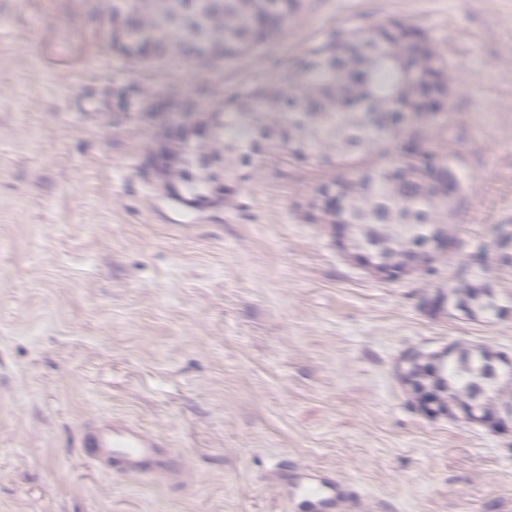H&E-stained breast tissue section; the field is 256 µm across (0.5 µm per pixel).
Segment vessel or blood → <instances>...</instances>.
I'll return each instance as SVG.
<instances>
[{
    "mask_svg": "<svg viewBox=\"0 0 512 512\" xmlns=\"http://www.w3.org/2000/svg\"><path fill=\"white\" fill-rule=\"evenodd\" d=\"M80 445L88 449L100 468L151 482L167 478L175 462L167 439L151 435L134 423L87 424L81 431ZM299 484L309 491L315 507L332 505L336 499L335 485L316 472L304 474Z\"/></svg>",
    "mask_w": 512,
    "mask_h": 512,
    "instance_id": "vessel-or-blood-1",
    "label": "vessel or blood"
}]
</instances>
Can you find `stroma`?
<instances>
[{
  "label": "stroma",
  "mask_w": 512,
  "mask_h": 512,
  "mask_svg": "<svg viewBox=\"0 0 512 512\" xmlns=\"http://www.w3.org/2000/svg\"><path fill=\"white\" fill-rule=\"evenodd\" d=\"M404 18L457 76L448 135L461 254L512 224V0H304L276 43L217 69L136 64L93 0H0V512H307L278 464L334 481L335 512H512V437L414 406L407 350L512 351V319L429 312L447 278L389 282L293 205L313 171H256L194 210L140 173L149 101L277 80L333 28ZM108 71H100L99 59ZM125 418L184 473L120 478L77 446ZM337 251L350 260L353 264L360 267L365 272L379 277L380 279H386L389 276V268L385 264H381L375 261L368 263H362L359 261V257L366 256L364 253H354L350 241L345 238V235L332 236Z\"/></svg>",
  "instance_id": "stroma-1"
}]
</instances>
